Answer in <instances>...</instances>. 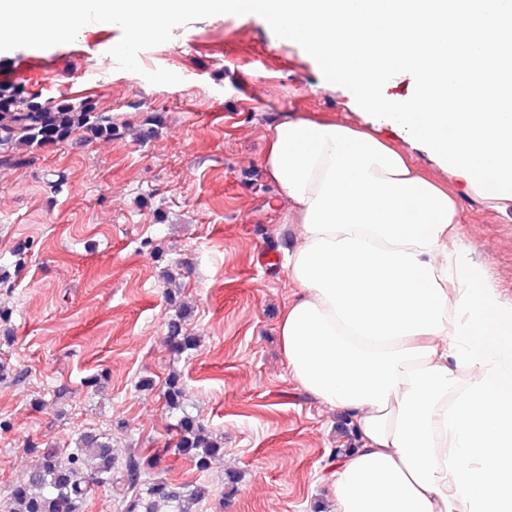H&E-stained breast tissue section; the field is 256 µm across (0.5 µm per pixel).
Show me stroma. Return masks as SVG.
<instances>
[{
	"label": "stroma",
	"instance_id": "obj_1",
	"mask_svg": "<svg viewBox=\"0 0 512 512\" xmlns=\"http://www.w3.org/2000/svg\"><path fill=\"white\" fill-rule=\"evenodd\" d=\"M121 29L85 25L74 42L0 52V86L27 105H80L112 118V135L81 132L18 150L0 145V503L26 480L31 444L68 453L85 433L117 452L163 448L154 477L206 486L201 512H312L328 502V454L347 447L340 421L291 378L279 334L294 299L285 255L297 222L261 160L272 126L291 115L371 128L454 193L460 247L512 299V194L488 199L397 127L375 122L324 80L297 43L257 15L220 14L144 50L154 85L118 70ZM27 247L15 268L13 252ZM177 271L196 350L165 343ZM178 371L188 410L224 442L205 472L171 453L176 418L165 379ZM107 373L102 388L85 378ZM151 387H142V380ZM238 490L224 495L225 470Z\"/></svg>",
	"mask_w": 512,
	"mask_h": 512
}]
</instances>
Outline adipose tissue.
Wrapping results in <instances>:
<instances>
[{
  "label": "adipose tissue",
  "mask_w": 512,
  "mask_h": 512,
  "mask_svg": "<svg viewBox=\"0 0 512 512\" xmlns=\"http://www.w3.org/2000/svg\"><path fill=\"white\" fill-rule=\"evenodd\" d=\"M262 167L299 222L288 371L358 432L325 465L336 512H512V301L457 200L344 124L283 118Z\"/></svg>",
  "instance_id": "ef3b65f1"
}]
</instances>
